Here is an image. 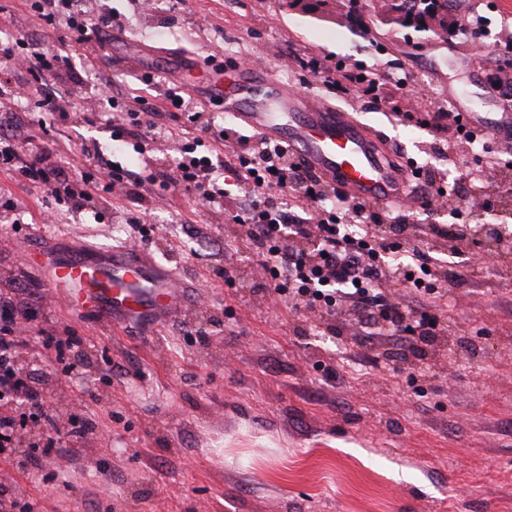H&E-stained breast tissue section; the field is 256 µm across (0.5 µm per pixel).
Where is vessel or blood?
Here are the masks:
<instances>
[{
    "label": "vessel or blood",
    "mask_w": 512,
    "mask_h": 512,
    "mask_svg": "<svg viewBox=\"0 0 512 512\" xmlns=\"http://www.w3.org/2000/svg\"><path fill=\"white\" fill-rule=\"evenodd\" d=\"M266 72L246 67L232 79L210 72L204 92L226 114L260 136L300 154L326 182L381 206L405 199L410 168L386 162L374 136L355 116L330 103L275 87ZM31 255L53 299L86 318L155 327L181 314L194 285L161 267L143 248L66 252L37 245Z\"/></svg>",
    "instance_id": "obj_1"
}]
</instances>
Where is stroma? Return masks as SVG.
Listing matches in <instances>:
<instances>
[{
    "label": "stroma",
    "instance_id": "35a3bbf8",
    "mask_svg": "<svg viewBox=\"0 0 512 512\" xmlns=\"http://www.w3.org/2000/svg\"><path fill=\"white\" fill-rule=\"evenodd\" d=\"M87 0L112 12L129 40L167 55H214L216 63L263 68L279 84L354 113L400 163L429 166L449 183L443 204L408 207L405 235L461 280L426 308L447 307L445 332L359 344L364 327L351 302L335 317L272 306L257 255L240 247L231 216L243 200L205 209L182 189L134 208L102 191L75 211L58 206L17 173L0 170V293L27 312L20 360L43 380L60 420L92 424L60 453L23 471L19 456L45 441L27 424L16 455L0 457V512H512V241L466 272L485 246L471 217L512 213V7L503 0H456L467 31L422 40L384 29L385 0ZM484 31L474 42L470 29ZM39 44L42 22L25 0H0V41ZM299 57L328 59L376 80V94L313 78ZM429 97L412 119L380 107L399 79ZM32 86L0 106V133L49 143L54 161L77 171L82 143L133 169L173 164L168 143L136 154L116 149L104 116L70 112L34 126ZM443 113L441 128L427 126ZM493 131L487 148L469 144L458 119ZM100 220H93V213ZM151 226L155 260L198 284L195 302L156 332L99 326L47 296L22 257L34 242L66 248L132 244L134 221ZM450 224L452 235L428 234ZM75 332L70 372L41 355L45 334Z\"/></svg>",
    "mask_w": 512,
    "mask_h": 512
}]
</instances>
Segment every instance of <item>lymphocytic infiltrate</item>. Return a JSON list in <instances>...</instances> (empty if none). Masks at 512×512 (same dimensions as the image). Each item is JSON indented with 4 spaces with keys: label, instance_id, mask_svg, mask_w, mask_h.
<instances>
[{
    "label": "lymphocytic infiltrate",
    "instance_id": "obj_1",
    "mask_svg": "<svg viewBox=\"0 0 512 512\" xmlns=\"http://www.w3.org/2000/svg\"><path fill=\"white\" fill-rule=\"evenodd\" d=\"M31 7L51 25L53 39L62 44L99 41L112 30L111 13L89 16L85 0H32ZM0 59L5 62L0 69V98L11 97L22 75L48 73L60 78L72 75L74 69L70 56L23 54L9 45L0 44ZM164 98V103L156 104L136 89H124L107 100L112 111L109 123L113 140L140 151L145 143L165 135L163 117L174 110L184 112L195 137L192 142L177 143L172 168L134 171L87 148L83 155L95 172L76 178L53 163L49 148L29 146L6 134H0V166L18 169L33 186L46 188L49 195L72 202L77 209L89 198L94 176L104 192H120L138 205L146 192L180 186L197 192L202 206L219 208L227 181L248 184L251 195L232 220L246 226L245 247L259 256L276 293L287 295L296 305L312 308L320 302L328 309L341 294L354 300L366 329L381 322L398 329L411 321L420 335H435L437 320H412L408 306L387 301L379 290L385 273L369 234L374 229L384 233L403 228L404 215L380 211L357 198L352 221H345L329 200L330 185L321 181L304 159L288 154L276 143H252L236 126H214L204 112L190 110L191 94L182 87L169 88ZM206 138L231 145V154L221 158L198 153V145ZM292 202L310 208V217L291 218L288 205ZM292 235L313 241L314 249L290 247ZM26 318L11 298L0 295V453H14L21 444L17 421L7 415V408L26 405L49 432L44 448L22 460L25 468L32 470L40 468L43 457L61 451L64 437L86 433L90 424L73 418L62 429L47 415L42 387L18 360L22 343L18 327Z\"/></svg>",
    "mask_w": 512,
    "mask_h": 512
}]
</instances>
